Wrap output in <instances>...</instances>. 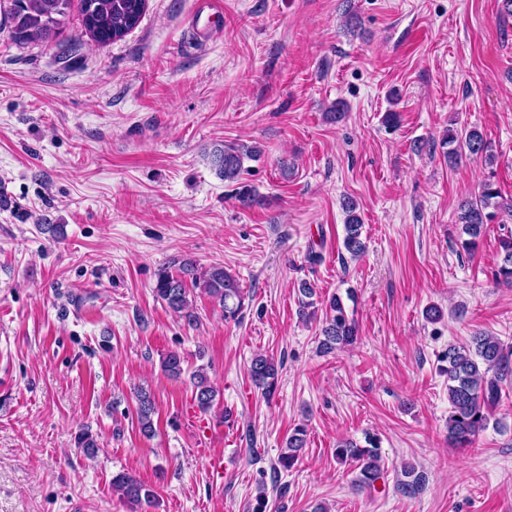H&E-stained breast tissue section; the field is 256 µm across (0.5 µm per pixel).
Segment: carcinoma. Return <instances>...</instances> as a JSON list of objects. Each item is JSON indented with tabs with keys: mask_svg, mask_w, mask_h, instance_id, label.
<instances>
[{
	"mask_svg": "<svg viewBox=\"0 0 512 512\" xmlns=\"http://www.w3.org/2000/svg\"><path fill=\"white\" fill-rule=\"evenodd\" d=\"M148 0H0V15L9 22L14 40L20 44L40 43L50 45L58 42L66 28L73 8H78L81 25L88 28V14H93L95 25L103 36L116 35V39L125 37L135 29L132 22H141L147 10ZM444 144L448 145L447 158L452 163L462 154L475 157L492 158L490 142L482 133L471 128L463 132L448 130ZM259 151L248 146H222L213 151V163L217 175L230 183L240 180L247 159L253 160ZM498 191L494 184L485 181L479 188L478 196L460 207L459 223L467 236L461 247L466 252L477 249L484 226L495 213L488 211L493 207L504 210L512 216V203L503 207L496 198ZM346 213L343 246L353 257L359 256L365 249L362 240V219L356 213V203L352 199L343 201ZM501 257L494 276L496 281L512 286V234L500 243ZM181 274L173 275L167 269L157 273L154 293L173 312L195 320L192 301L189 299V287L198 288L216 299L224 309V319L235 320L243 309V295L239 282L224 271V267L213 265L202 274H196L194 262L184 259L180 262ZM191 277L186 284L185 277ZM305 297L301 301L299 315L307 319L315 313L314 288L303 281L298 288ZM325 322L321 328L322 338L319 349L323 353H332L352 345L358 336L356 321L349 317L342 300L330 298ZM446 366L441 372L448 379V440L456 448H471L489 422L491 412L500 404L503 388L512 383V344H506L492 335H475L471 343L450 345L442 355ZM249 373L255 384L262 388L266 398H271L278 383L279 368L271 357L255 355L249 366ZM217 392L207 377L198 372L193 375V397L196 406L202 412H208L214 405ZM156 413L150 396L142 392L138 395L137 418L141 432L150 436L155 432L153 416ZM306 445V429L300 425L288 437L285 451L278 457V466L288 471L299 460ZM336 458L348 462L356 471L355 483L360 487L373 488L382 477L381 446L377 435L367 433L364 443L354 439H344L337 444ZM112 488L123 501L140 505H150L155 499V491L136 477L126 472L112 476Z\"/></svg>",
	"mask_w": 512,
	"mask_h": 512,
	"instance_id": "1",
	"label": "carcinoma"
}]
</instances>
